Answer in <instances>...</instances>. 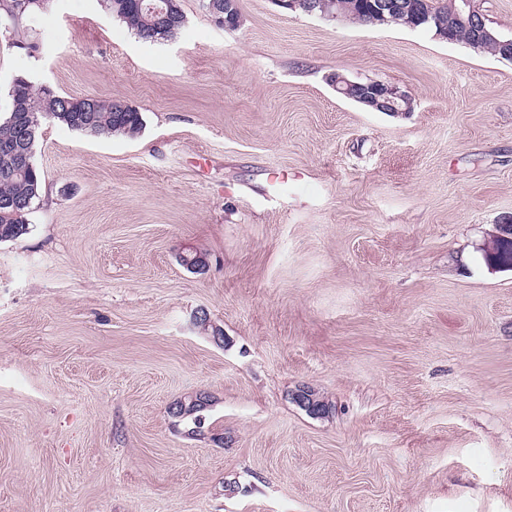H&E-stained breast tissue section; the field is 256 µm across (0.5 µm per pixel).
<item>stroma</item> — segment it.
I'll list each match as a JSON object with an SVG mask.
<instances>
[{"mask_svg":"<svg viewBox=\"0 0 512 512\" xmlns=\"http://www.w3.org/2000/svg\"><path fill=\"white\" fill-rule=\"evenodd\" d=\"M181 4L154 43L101 0L0 32V115L22 76L144 120L42 125L39 204L0 242V512H512V272L479 250L512 217V61ZM199 391L190 437L169 408ZM373 80H351L343 75H337L335 78L336 91L344 96L350 97L354 100H361L364 104L372 107L369 97L366 95V90L373 84Z\"/></svg>","mask_w":512,"mask_h":512,"instance_id":"obj_1","label":"stroma"}]
</instances>
